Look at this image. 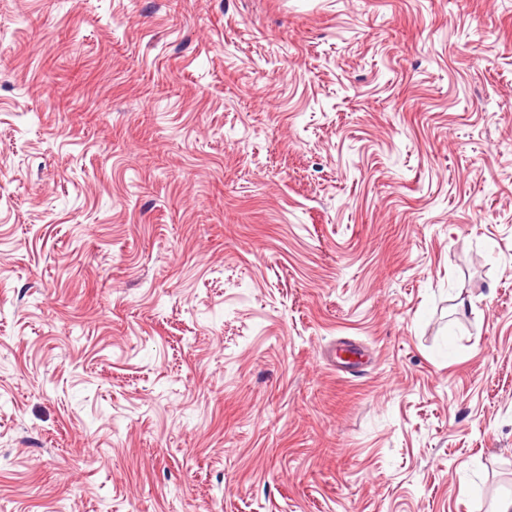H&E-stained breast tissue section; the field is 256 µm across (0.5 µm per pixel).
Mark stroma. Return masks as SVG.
<instances>
[{"label": "stroma", "instance_id": "obj_1", "mask_svg": "<svg viewBox=\"0 0 512 512\" xmlns=\"http://www.w3.org/2000/svg\"><path fill=\"white\" fill-rule=\"evenodd\" d=\"M512 0H0V512H495Z\"/></svg>", "mask_w": 512, "mask_h": 512}]
</instances>
